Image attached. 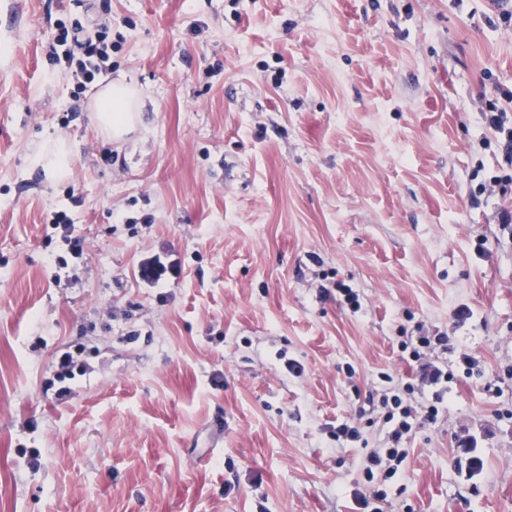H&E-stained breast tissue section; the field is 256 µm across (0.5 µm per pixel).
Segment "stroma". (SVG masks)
<instances>
[{
	"instance_id": "1",
	"label": "stroma",
	"mask_w": 512,
	"mask_h": 512,
	"mask_svg": "<svg viewBox=\"0 0 512 512\" xmlns=\"http://www.w3.org/2000/svg\"><path fill=\"white\" fill-rule=\"evenodd\" d=\"M76 18L112 43L78 97L48 56ZM1 44L0 512H352L380 429L358 410L382 374L417 381L420 325L479 365L381 512H512L491 0H0ZM114 82L141 104L119 143L90 109ZM61 140L65 176L32 168ZM49 223L52 224V228L56 230L63 241L69 244V249L73 254L76 256L83 254L85 242L82 238L72 236L70 224L73 222L66 211L55 212Z\"/></svg>"
}]
</instances>
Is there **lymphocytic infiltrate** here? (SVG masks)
<instances>
[{
	"label": "lymphocytic infiltrate",
	"mask_w": 512,
	"mask_h": 512,
	"mask_svg": "<svg viewBox=\"0 0 512 512\" xmlns=\"http://www.w3.org/2000/svg\"><path fill=\"white\" fill-rule=\"evenodd\" d=\"M111 47L107 27L83 25L80 21L60 23L51 45V60L61 67V75L71 81L76 93L99 80L109 69ZM450 339L420 332L410 341V358L420 369L418 384H405L402 394H381L373 411L378 412L382 434L376 448L364 462L367 487L356 491L354 501L360 512H367L372 502L385 500L386 482L394 478L407 460V444L414 430L433 424L448 412L445 396L452 375L447 362L436 357V350H447Z\"/></svg>",
	"instance_id": "lymphocytic-infiltrate-1"
}]
</instances>
